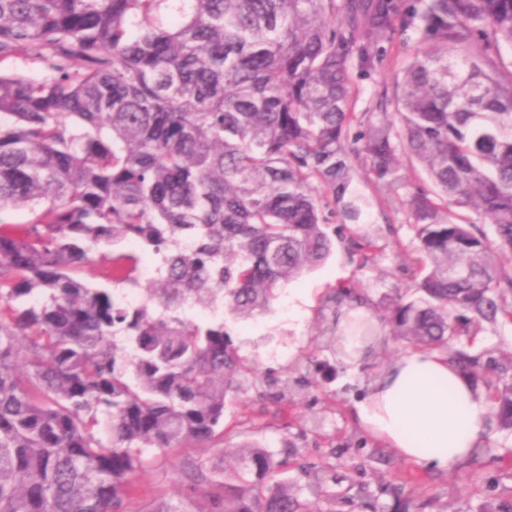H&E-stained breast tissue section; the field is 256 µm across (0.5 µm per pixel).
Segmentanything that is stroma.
Returning <instances> with one entry per match:
<instances>
[{"instance_id":"1","label":"stroma","mask_w":512,"mask_h":512,"mask_svg":"<svg viewBox=\"0 0 512 512\" xmlns=\"http://www.w3.org/2000/svg\"><path fill=\"white\" fill-rule=\"evenodd\" d=\"M386 61L369 74L354 73L357 95L353 109L373 112L378 93L393 88L395 76L418 47L412 33L385 41ZM367 226L390 224L378 239L379 251L368 263L350 257V227L337 225L336 247L318 267L286 285L270 309L243 319L225 313L224 326L240 355L255 360L260 374L292 380L285 399L264 395L262 387L241 394L225 412L227 429L220 448L182 447L157 450L151 465L136 473L133 512H147L159 499H173L188 482L186 459L219 466L240 445L264 442L276 454L288 455L287 477L301 481V465L329 466L344 499L332 502L313 490L306 497L318 512H365L363 502L374 497L392 502L391 488L410 500V512H483L484 507L512 501V432L491 428L487 450L477 451L451 472L426 470L400 458L372 438L360 425L357 404L368 382L396 359L408 354L404 342L384 322L386 309L413 280V270L396 252L413 248V232L400 205L374 200L361 217ZM351 285L370 301V314L380 317L379 342L354 363L341 362L323 330V305L339 285ZM306 306L303 321L289 319L288 305Z\"/></svg>"}]
</instances>
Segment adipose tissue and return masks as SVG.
Segmentation results:
<instances>
[{
	"mask_svg": "<svg viewBox=\"0 0 512 512\" xmlns=\"http://www.w3.org/2000/svg\"><path fill=\"white\" fill-rule=\"evenodd\" d=\"M362 426L408 461L455 470L480 447L493 419L470 380L437 351H412L371 383Z\"/></svg>",
	"mask_w": 512,
	"mask_h": 512,
	"instance_id": "ef3b65f1",
	"label": "adipose tissue"
}]
</instances>
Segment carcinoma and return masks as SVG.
I'll list each match as a JSON object with an SVG mask.
<instances>
[{
  "label": "carcinoma",
  "instance_id": "obj_1",
  "mask_svg": "<svg viewBox=\"0 0 512 512\" xmlns=\"http://www.w3.org/2000/svg\"><path fill=\"white\" fill-rule=\"evenodd\" d=\"M408 30L396 112L352 111L351 69ZM505 45L512 0H0V63L43 68L0 71V512H132L150 449L224 444L226 408L260 379L224 309L266 311L331 253L329 219L359 223L355 158L414 232L394 334L483 382L512 431V357L453 347L512 324ZM401 153L431 184L404 199ZM347 250L368 262L377 234ZM333 300L367 304L349 286ZM287 468L246 443L150 512H313Z\"/></svg>",
  "mask_w": 512,
  "mask_h": 512
}]
</instances>
